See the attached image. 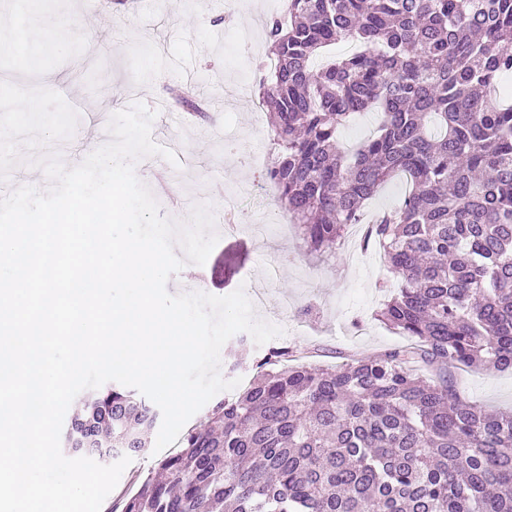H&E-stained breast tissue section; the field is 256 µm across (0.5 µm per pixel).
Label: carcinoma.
<instances>
[{"label":"carcinoma","instance_id":"cac0c4a2","mask_svg":"<svg viewBox=\"0 0 512 512\" xmlns=\"http://www.w3.org/2000/svg\"><path fill=\"white\" fill-rule=\"evenodd\" d=\"M273 183L307 251L333 256L403 174L368 238L399 280L379 318L415 343L334 367L264 358L236 399L139 480L122 512H512V411L461 399L460 367L512 370V0H288L266 23ZM339 39L358 50L321 66ZM356 112L376 132L353 152ZM158 413L110 387L65 447L138 455ZM379 116L375 112H362L351 116L340 131L339 139L344 148L353 149L372 136L377 129ZM409 182L403 177L395 179L387 185L376 197L369 201L367 205L368 213L377 210H390L396 207L404 194L409 190Z\"/></svg>","mask_w":512,"mask_h":512}]
</instances>
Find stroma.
Wrapping results in <instances>:
<instances>
[{
    "label": "stroma",
    "instance_id": "1",
    "mask_svg": "<svg viewBox=\"0 0 512 512\" xmlns=\"http://www.w3.org/2000/svg\"><path fill=\"white\" fill-rule=\"evenodd\" d=\"M62 28L54 46L33 41L17 53L11 40L29 30V0H0V115L10 125L0 135V191L21 185L47 190L51 183L34 158L56 154L78 165L110 139L104 120L143 103L156 117L152 138L177 142L191 166H173L159 156L135 165L161 216L188 220L208 205L219 240L205 265L183 269L167 283L169 293L202 291L223 296L246 283L265 291L258 318L273 323L283 304L302 316L291 336L263 345L234 335L221 350L224 378L250 381L276 348L304 362L337 366L348 355H372L409 344L376 320L393 283L378 248L344 242L335 256L307 252L294 224L269 225L262 239L225 233L224 217L238 224L268 223L283 213L268 188L264 158L271 153L270 119L260 106L259 84L268 61L265 26L284 13L287 0H50ZM38 98L39 112H18L15 101ZM283 258L269 278L266 255ZM462 399L489 410L512 409V371H455Z\"/></svg>",
    "mask_w": 512,
    "mask_h": 512
}]
</instances>
